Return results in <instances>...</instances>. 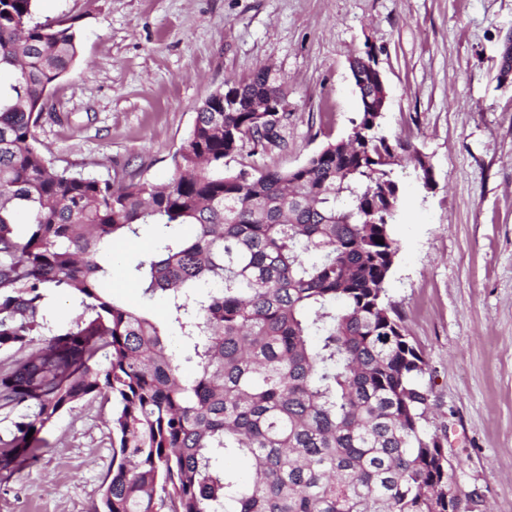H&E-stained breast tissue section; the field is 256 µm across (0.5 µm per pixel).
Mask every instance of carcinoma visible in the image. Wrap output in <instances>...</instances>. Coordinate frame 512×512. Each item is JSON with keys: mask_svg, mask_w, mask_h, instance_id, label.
Returning a JSON list of instances; mask_svg holds the SVG:
<instances>
[{"mask_svg": "<svg viewBox=\"0 0 512 512\" xmlns=\"http://www.w3.org/2000/svg\"><path fill=\"white\" fill-rule=\"evenodd\" d=\"M77 57L72 27L37 20L35 0H0V74L12 75L0 84V349L49 329L50 293L79 307L0 373V409H26L0 437V468L33 465L37 433L92 395L112 401L102 512L456 507L447 439L424 427L426 363L386 300L393 158L411 146L363 100L352 132L302 167L228 169L245 144L275 142L287 117L248 111L262 94L288 106L262 67L204 100L170 179L116 186L35 146L49 91ZM145 227L157 251L133 271L164 301L163 321L100 288L108 250Z\"/></svg>", "mask_w": 512, "mask_h": 512, "instance_id": "cac0c4a2", "label": "carcinoma"}]
</instances>
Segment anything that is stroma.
<instances>
[{
    "mask_svg": "<svg viewBox=\"0 0 512 512\" xmlns=\"http://www.w3.org/2000/svg\"><path fill=\"white\" fill-rule=\"evenodd\" d=\"M79 54L35 130L53 166L166 181L203 101L269 67L285 82L280 144L244 146L230 169L292 170L347 136L360 110L350 61L385 81V132L401 159L399 250L386 283L430 394L427 431L448 438L475 512H512V77L501 78L512 0H36ZM151 233L114 245L105 290L164 320L128 270ZM112 404L90 397L39 434L33 468L0 469V512H97L112 468Z\"/></svg>",
    "mask_w": 512,
    "mask_h": 512,
    "instance_id": "stroma-1",
    "label": "stroma"
}]
</instances>
